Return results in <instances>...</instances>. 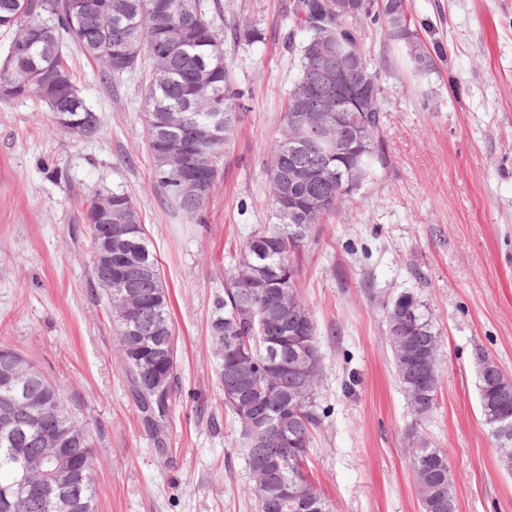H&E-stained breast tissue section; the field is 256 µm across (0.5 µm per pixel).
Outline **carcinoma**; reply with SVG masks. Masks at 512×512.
Segmentation results:
<instances>
[{
	"mask_svg": "<svg viewBox=\"0 0 512 512\" xmlns=\"http://www.w3.org/2000/svg\"><path fill=\"white\" fill-rule=\"evenodd\" d=\"M351 9L336 12V0H288L293 28L286 40L297 53V74L282 107L281 137L268 149L265 178L277 224L258 227L237 246L238 258L225 273L214 299L209 325L220 386L226 369L243 354L250 356L251 388L238 399L223 397L224 410L239 428L232 443L246 470L256 468L242 435L241 405H266L261 429L271 435L259 454L294 465L278 480L298 474L304 496L314 499L315 512H330L306 471L310 448L321 430L326 411L317 400L323 365L295 366L298 342L322 355L318 327L299 295L303 261L318 245L319 224L339 216L353 201L374 164H383L378 140L383 88L379 70L367 59L363 45L369 25L379 27L413 65L429 76L437 70L442 50L430 52L410 12L409 0H347ZM219 0H0V33L10 41L0 59V83H12L8 105L30 95L50 114L53 127L71 136L97 134L103 117L81 94L63 48L75 45L99 67L100 79L117 83L142 74L143 112L148 147L155 162L157 189L174 210L203 224L206 205L220 176L219 163L236 131L243 93L234 88L224 60V35L215 24ZM231 34L256 43L263 33L246 18ZM351 66L346 93L354 106L345 113L346 127L360 139L361 152L350 145L323 142L312 135L300 144L288 140L292 115L302 100L316 105L328 95L323 86L305 85L316 63ZM112 199V234L125 240L123 260L112 270L92 264V280L116 326L122 368L135 408L146 430L165 447L176 389L177 352L170 297L146 225L133 198L114 191L89 199L81 216L95 238L91 220L94 200ZM137 294L140 313L133 318L116 297L124 286ZM387 344L394 374L413 414L424 419L437 404L439 361L420 351L436 348L440 334L423 312L418 296L402 293L384 310ZM18 372V385L32 397L47 401L44 411L61 414L70 429L68 477L81 496L75 512H97L95 474L98 451L93 434L76 415L64 392L19 348L0 344V371L5 360ZM161 373L169 382L164 412H159L149 387ZM480 400L492 398L512 422V383L493 374L480 377ZM14 405L25 420L29 406L13 400L0 387V407ZM48 443L38 431L22 424L12 434L0 432V512H53L37 494L39 464ZM411 469L420 512H459L454 481L448 480V459L428 442L412 456ZM248 493L257 512H303L293 499L281 500L278 485L264 488L251 482Z\"/></svg>",
	"mask_w": 512,
	"mask_h": 512,
	"instance_id": "1",
	"label": "carcinoma"
}]
</instances>
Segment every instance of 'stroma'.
Returning a JSON list of instances; mask_svg holds the SVG:
<instances>
[{"label":"stroma","instance_id":"stroma-1","mask_svg":"<svg viewBox=\"0 0 512 512\" xmlns=\"http://www.w3.org/2000/svg\"><path fill=\"white\" fill-rule=\"evenodd\" d=\"M286 2L221 0V30L245 18L266 39L224 40L245 108L207 226L175 212L155 186L139 79L103 83L96 64L66 46L104 118L88 139L56 131L36 97L0 106V343L63 386L92 427L103 460L98 512H255L208 326L237 243L275 222L264 167L298 64L283 44L293 26ZM410 9L444 60L417 79L380 30L367 33L381 68L386 161L343 217L323 225L300 279L323 356L318 400L330 410L309 471L334 512H419L413 428L447 455L459 512H512V471L483 422L476 371L481 350L512 378V0H410ZM112 191L136 202L171 299L178 392L163 452L140 423L92 283L81 213L91 195ZM404 291L424 301L441 336L437 405L420 423L385 339L382 304Z\"/></svg>","mask_w":512,"mask_h":512}]
</instances>
